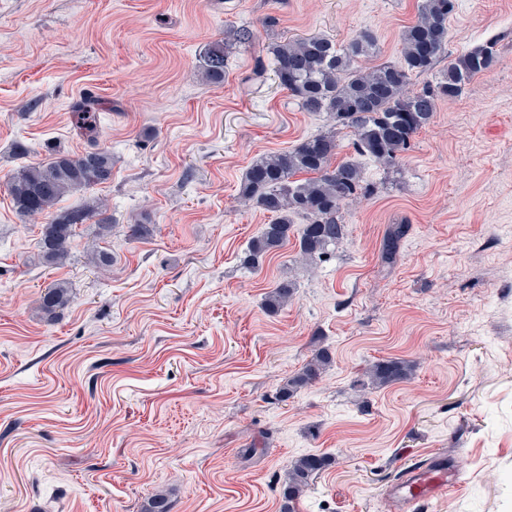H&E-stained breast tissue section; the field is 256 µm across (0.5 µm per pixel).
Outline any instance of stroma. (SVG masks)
I'll list each match as a JSON object with an SVG mask.
<instances>
[{"instance_id":"stroma-1","label":"stroma","mask_w":512,"mask_h":512,"mask_svg":"<svg viewBox=\"0 0 512 512\" xmlns=\"http://www.w3.org/2000/svg\"><path fill=\"white\" fill-rule=\"evenodd\" d=\"M420 0H0V512H392L397 474L436 451L459 483L424 512H512V0H454L437 70L486 41L498 63L441 99L411 149L387 168L356 156L367 191L341 209L346 238L328 262L298 238L256 271L240 258L271 213L238 200L257 159L327 130L280 86L273 38L377 37L371 68L401 60ZM274 27H267V20ZM230 27L223 84L203 50ZM88 101L108 183L105 239L79 225L64 265L37 254L44 219L16 214L20 168L89 142ZM149 217L136 239L128 227ZM410 230L393 265L388 225ZM113 257L96 268L97 244ZM296 284L271 315L263 299ZM69 286L55 317L39 308ZM328 349L321 378L277 392ZM413 371L361 389L378 360ZM332 460L293 502L292 463ZM69 288L64 283H56L40 297V309L48 316L54 317L58 309L69 301Z\"/></svg>"}]
</instances>
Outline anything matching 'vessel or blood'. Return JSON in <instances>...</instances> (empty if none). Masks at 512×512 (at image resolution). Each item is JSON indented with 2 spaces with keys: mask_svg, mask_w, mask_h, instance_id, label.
<instances>
[{
  "mask_svg": "<svg viewBox=\"0 0 512 512\" xmlns=\"http://www.w3.org/2000/svg\"><path fill=\"white\" fill-rule=\"evenodd\" d=\"M457 483V472L447 454L430 456L424 464L413 465L388 489L394 512H410L438 501Z\"/></svg>",
  "mask_w": 512,
  "mask_h": 512,
  "instance_id": "obj_1",
  "label": "vessel or blood"
}]
</instances>
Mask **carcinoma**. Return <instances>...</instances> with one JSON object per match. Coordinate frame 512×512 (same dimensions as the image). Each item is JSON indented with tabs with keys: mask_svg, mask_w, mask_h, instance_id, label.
<instances>
[{
	"mask_svg": "<svg viewBox=\"0 0 512 512\" xmlns=\"http://www.w3.org/2000/svg\"><path fill=\"white\" fill-rule=\"evenodd\" d=\"M452 0H422L418 21L401 35L402 61L381 63L368 71L354 62L375 53L377 38L362 31L345 45L310 36L274 42L270 45L274 72L279 84L296 98L306 112H324L332 129L303 140L295 147L266 156L245 173L239 198L275 214L254 237L242 265L258 270L273 251L281 248L292 230L294 218L306 219L299 232L298 253L308 259H321L329 249L342 242L347 225L339 218L341 207L362 194L363 175L353 160H336L339 134L352 132L354 150L384 165H392L406 152L414 136L428 125L440 98L460 96L469 81L490 70L497 62L496 42L490 41L460 54L433 84L419 90L410 88L411 79L433 72L440 54L448 45V17ZM202 71L213 84L224 82V42L208 45L202 56ZM83 134L96 143L95 115L80 110ZM307 178L299 179L297 175ZM112 178V154L96 146L71 154L56 150L49 161L26 166L8 182V192L18 213L31 219L49 214V210L70 192L104 184ZM96 224L98 235L112 228V217L103 201L92 202L52 217L41 238L39 260L47 265H62L69 258L70 239L79 224ZM407 224L387 227L380 246V258L393 262ZM295 283L278 282L264 299V307L276 312L292 297ZM69 301V288L56 283L40 297V309L48 316ZM331 363L329 352L316 351L300 372L289 378L279 390L283 401L298 390L315 383ZM409 362L399 358L383 359L368 371L369 385L382 387L408 379ZM330 463L328 457L306 454L295 460L288 471L285 499L291 501L309 487L312 478Z\"/></svg>",
	"mask_w": 512,
	"mask_h": 512,
	"instance_id": "obj_1",
	"label": "carcinoma"
}]
</instances>
